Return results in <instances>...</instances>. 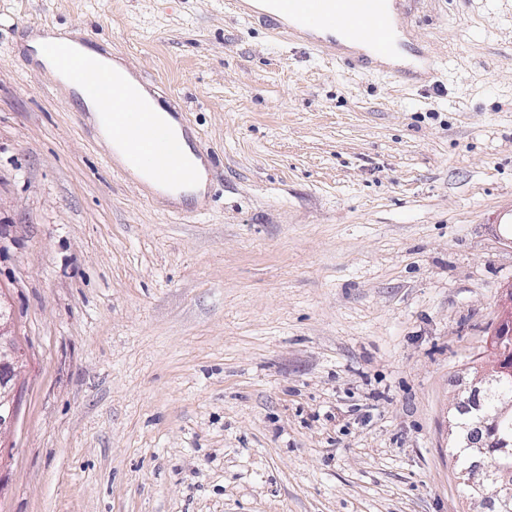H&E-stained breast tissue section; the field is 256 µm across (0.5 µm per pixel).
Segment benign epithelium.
I'll return each mask as SVG.
<instances>
[{
  "label": "benign epithelium",
  "mask_w": 512,
  "mask_h": 512,
  "mask_svg": "<svg viewBox=\"0 0 512 512\" xmlns=\"http://www.w3.org/2000/svg\"><path fill=\"white\" fill-rule=\"evenodd\" d=\"M502 294V311L499 326L512 328V286L504 288ZM11 324L5 313V305L0 302V434L11 425L14 414L12 399L13 378L16 374L22 354L10 341ZM512 376V368L508 367L504 356L498 351L491 352V363L479 367L472 379L460 383L455 409L468 410L477 416L475 422L465 435H460L455 423L448 426V436L453 447L469 448L474 462L461 471L463 481L472 486L478 493L484 512H512V437L498 436L489 441L488 432L495 429L500 418L512 410V400L505 399L501 403V411L490 414L483 410L478 402L481 394L490 392L501 386L503 381ZM496 448L498 458L504 464L494 468L485 467L480 463L484 448L488 444Z\"/></svg>",
  "instance_id": "1"
}]
</instances>
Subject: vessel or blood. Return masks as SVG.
<instances>
[{
  "mask_svg": "<svg viewBox=\"0 0 512 512\" xmlns=\"http://www.w3.org/2000/svg\"><path fill=\"white\" fill-rule=\"evenodd\" d=\"M387 0H264L262 11H253L250 0H225L226 12L242 18L258 14L282 39H298L326 56H339L354 68L367 70L392 55L398 30ZM363 43L367 54L352 55L348 46ZM46 51L60 72L76 76L90 93L103 96L105 109L90 129L95 137L112 136L113 160L124 159L143 165V186L155 195L171 194L195 177L194 165L179 138L159 113L141 108L131 110V86L108 77L105 59L85 57L70 47L51 43Z\"/></svg>",
  "mask_w": 512,
  "mask_h": 512,
  "instance_id": "b4317fda",
  "label": "vessel or blood"
}]
</instances>
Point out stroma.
Listing matches in <instances>:
<instances>
[{
	"instance_id": "1",
	"label": "stroma",
	"mask_w": 512,
	"mask_h": 512,
	"mask_svg": "<svg viewBox=\"0 0 512 512\" xmlns=\"http://www.w3.org/2000/svg\"><path fill=\"white\" fill-rule=\"evenodd\" d=\"M404 26L433 81L224 0H0V512H476L448 422L512 284V0ZM37 29L182 111L205 211L111 165ZM0 296V434L11 425L14 414L13 378L22 354L10 341L11 324Z\"/></svg>"
}]
</instances>
